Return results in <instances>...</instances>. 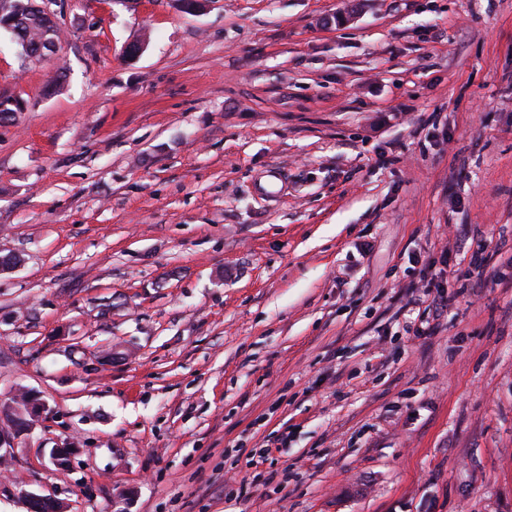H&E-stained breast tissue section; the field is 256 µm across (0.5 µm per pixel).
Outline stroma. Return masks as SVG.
I'll use <instances>...</instances> for the list:
<instances>
[{
  "instance_id": "obj_1",
  "label": "stroma",
  "mask_w": 512,
  "mask_h": 512,
  "mask_svg": "<svg viewBox=\"0 0 512 512\" xmlns=\"http://www.w3.org/2000/svg\"><path fill=\"white\" fill-rule=\"evenodd\" d=\"M51 8L0 30V512H512V0ZM14 17V28L17 32L13 36L22 48L23 54L27 49L35 50L44 39H59L58 26L36 7L38 0H9ZM52 32L48 35V32ZM30 401L27 404L26 418L25 411L17 408L13 404H7L0 408V456L6 457L11 454L12 448L15 447L16 440L30 432L35 421L41 416L44 405L34 393L29 394ZM23 420L24 425H20L19 421ZM6 424V428L3 425Z\"/></svg>"
}]
</instances>
